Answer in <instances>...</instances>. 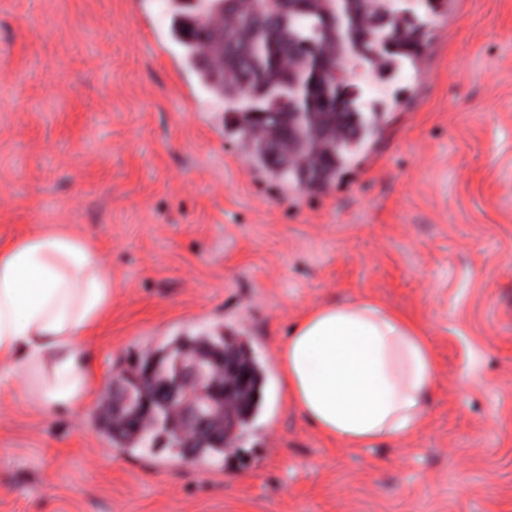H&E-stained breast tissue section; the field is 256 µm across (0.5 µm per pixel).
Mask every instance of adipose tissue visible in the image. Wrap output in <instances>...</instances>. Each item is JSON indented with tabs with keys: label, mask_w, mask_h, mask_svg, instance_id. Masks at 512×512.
<instances>
[{
	"label": "adipose tissue",
	"mask_w": 512,
	"mask_h": 512,
	"mask_svg": "<svg viewBox=\"0 0 512 512\" xmlns=\"http://www.w3.org/2000/svg\"><path fill=\"white\" fill-rule=\"evenodd\" d=\"M112 303L94 243L63 230L0 250V365L39 405L71 409L94 387L88 339ZM289 404L324 438L353 449L394 444L426 422L438 364L429 336L373 301L308 309L278 349Z\"/></svg>",
	"instance_id": "ef3b65f1"
}]
</instances>
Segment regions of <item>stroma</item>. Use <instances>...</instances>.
I'll return each instance as SVG.
<instances>
[{"instance_id":"1","label":"stroma","mask_w":512,"mask_h":512,"mask_svg":"<svg viewBox=\"0 0 512 512\" xmlns=\"http://www.w3.org/2000/svg\"><path fill=\"white\" fill-rule=\"evenodd\" d=\"M417 69L331 185L257 170L223 111L189 102L161 0H0V245L83 236L112 274L95 386L48 410L0 390V512H512V0H434ZM414 318L432 412L395 445L343 449L284 397L276 355L326 300ZM220 334L265 369L223 459L116 447L113 375Z\"/></svg>"}]
</instances>
